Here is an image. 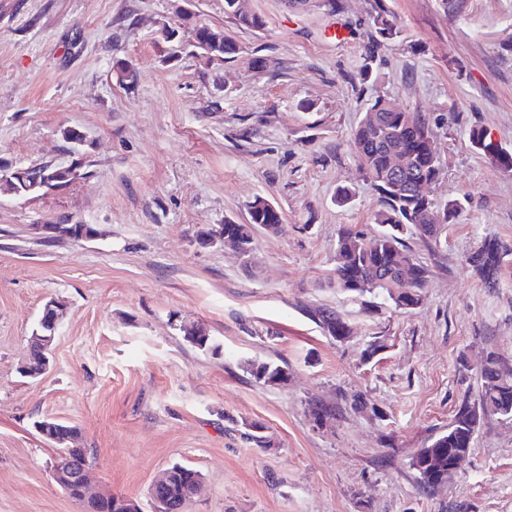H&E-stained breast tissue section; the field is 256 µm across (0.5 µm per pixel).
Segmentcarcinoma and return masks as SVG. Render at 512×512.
<instances>
[{"instance_id":"1","label":"carcinoma","mask_w":512,"mask_h":512,"mask_svg":"<svg viewBox=\"0 0 512 512\" xmlns=\"http://www.w3.org/2000/svg\"><path fill=\"white\" fill-rule=\"evenodd\" d=\"M224 14L236 24L247 29H260L262 18L246 11L242 0H224ZM374 34L370 35L369 54L362 65L363 75L372 71L375 52L382 42L398 35L395 23L383 10L373 16ZM194 47L202 50L209 61L231 59L237 53L235 42L224 37L206 24L192 25ZM357 163L378 194L380 209L375 223L380 229L367 233L352 225L338 231L336 242V267L330 283L352 295L365 293L380 295L392 305L403 309L416 306L428 281L429 270L418 256L405 244L410 235L426 243H439L447 224L462 209L461 200L450 197L443 208L437 209L425 203L410 188L412 181L421 178L436 180L440 174L437 152L426 118L397 105L390 98H377L364 112L352 133ZM473 146L504 171L512 170V152L493 142L480 129L470 133ZM398 147L408 160L403 180L397 181L390 167L389 147ZM25 181L0 168V185L10 192L29 198L62 189L80 178L90 176L81 164L59 169L45 164L25 170ZM249 223L224 224V231L239 236L247 244L253 243L252 228L266 224L273 230L282 221L280 210L263 197H257L248 205ZM506 253L496 239H485L467 258L476 275L488 284L502 267ZM322 327L329 336L340 342L351 333V328L335 312L328 309L315 311ZM184 339L201 350H219L205 332L194 334L180 327ZM249 371L258 380L279 384L288 379V372L269 362L251 363ZM480 387L476 400H462L448 430L419 449L412 460L416 481L428 490H436L448 484L455 471L448 469V459L459 451L473 448L481 420L486 415H497L512 420V370L504 368L502 356L491 350L486 353L479 371Z\"/></svg>"}]
</instances>
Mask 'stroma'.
Here are the masks:
<instances>
[{
  "label": "stroma",
  "mask_w": 512,
  "mask_h": 512,
  "mask_svg": "<svg viewBox=\"0 0 512 512\" xmlns=\"http://www.w3.org/2000/svg\"><path fill=\"white\" fill-rule=\"evenodd\" d=\"M186 6L234 58L193 54ZM247 8L262 28L239 27L224 0H0V164L91 171L35 199L0 190V512H84L52 478L57 452L34 429L45 418L76 427L91 482L141 512L175 463L204 478L188 512H512V421L485 416L447 486L422 489L411 466L476 398L484 354L512 368V172L469 140L476 126L512 151V0ZM379 8L399 36L365 81ZM379 97L426 116L440 162L429 197L464 201L438 247L407 239L430 273L405 310L329 285L340 227L375 228L351 134ZM341 186L354 191L343 207ZM258 196L280 208L278 232L256 227L246 256L203 244L215 225L246 223ZM63 223L102 235L51 240ZM487 238L507 251L493 288L466 263ZM51 299L66 312L50 368L21 376ZM321 308L349 339L325 332ZM184 322L219 352L186 342ZM253 361L287 367V382L256 380ZM355 395L368 411L351 409ZM314 400L335 405L328 425H313ZM249 423L270 447L246 439ZM315 316L318 318L320 325L328 329L329 336L336 341L342 342L344 336L351 333V328L347 322L331 310L318 309L315 311Z\"/></svg>",
  "instance_id": "obj_1"
}]
</instances>
